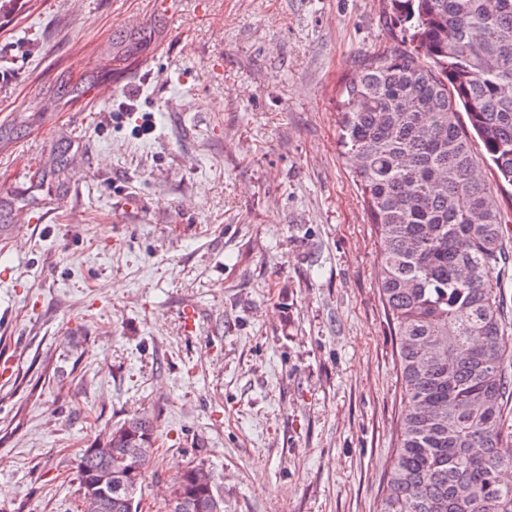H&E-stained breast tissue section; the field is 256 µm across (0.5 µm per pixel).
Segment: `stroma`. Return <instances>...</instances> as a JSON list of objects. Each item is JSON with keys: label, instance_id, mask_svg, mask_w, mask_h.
Here are the masks:
<instances>
[{"label": "stroma", "instance_id": "stroma-1", "mask_svg": "<svg viewBox=\"0 0 512 512\" xmlns=\"http://www.w3.org/2000/svg\"><path fill=\"white\" fill-rule=\"evenodd\" d=\"M412 46L389 0H0V512H80L136 412L140 512L191 464L224 512H377L404 403L339 94ZM156 432V422L151 415L146 412L135 413L95 441L92 450L101 452L102 443L104 448H108L106 451H112L108 458L99 457L91 448L84 449L77 471L83 498L89 495L99 496L104 505L100 512H130L127 503L135 502L136 492L146 479L147 468L155 449ZM125 467L137 471L134 482L119 491H115L113 487L111 491L106 482L102 484L103 477L109 469ZM99 505L98 498L87 497L83 510L99 512L96 511Z\"/></svg>", "mask_w": 512, "mask_h": 512}]
</instances>
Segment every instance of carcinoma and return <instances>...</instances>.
Instances as JSON below:
<instances>
[{
  "mask_svg": "<svg viewBox=\"0 0 512 512\" xmlns=\"http://www.w3.org/2000/svg\"><path fill=\"white\" fill-rule=\"evenodd\" d=\"M390 4L414 46L368 57L344 81L338 112L375 228L404 399L378 512H512V483L501 479L512 467V343L495 276L512 223V0ZM156 432L151 415L135 413L97 439L108 458L84 449L82 496L129 512ZM125 467L134 482L103 483ZM193 470L172 480L179 512H212L221 495Z\"/></svg>",
  "mask_w": 512,
  "mask_h": 512,
  "instance_id": "1",
  "label": "carcinoma"
}]
</instances>
